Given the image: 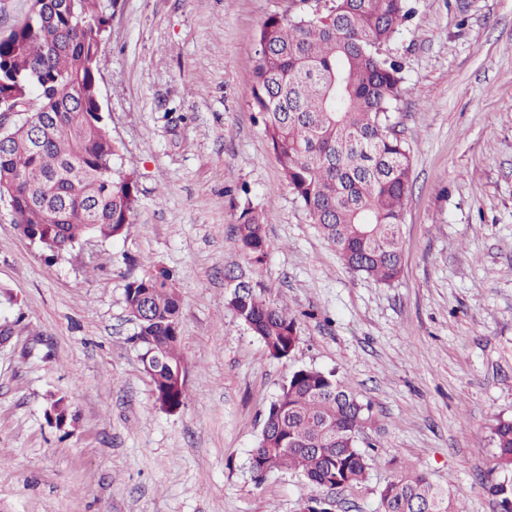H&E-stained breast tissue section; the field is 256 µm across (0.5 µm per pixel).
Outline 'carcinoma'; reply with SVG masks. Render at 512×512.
<instances>
[{"mask_svg": "<svg viewBox=\"0 0 512 512\" xmlns=\"http://www.w3.org/2000/svg\"><path fill=\"white\" fill-rule=\"evenodd\" d=\"M116 0H31L24 19L0 36V108L24 109L0 131V194L13 203L21 234L51 257L82 239L128 233L139 205L98 106L99 57ZM411 14L408 0H325L319 13L270 16L258 33L250 103L289 190L354 274L390 285L403 268L402 224L411 179L410 148L391 124L404 82L385 47ZM235 241L262 264L265 221L244 203ZM226 308L276 359L299 349L298 320L231 276ZM124 301L134 341L149 356L152 394L184 406L186 361L181 302L170 276L155 270L130 280ZM269 429L250 458L256 477L288 469L317 488L361 485L372 465L358 445L364 405L331 373L299 368L266 410ZM491 486L512 512V419L492 427ZM383 512H463L451 493L416 469L379 490Z\"/></svg>", "mask_w": 512, "mask_h": 512, "instance_id": "cac0c4a2", "label": "carcinoma"}]
</instances>
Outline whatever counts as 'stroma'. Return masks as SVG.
<instances>
[{"label": "stroma", "mask_w": 512, "mask_h": 512, "mask_svg": "<svg viewBox=\"0 0 512 512\" xmlns=\"http://www.w3.org/2000/svg\"><path fill=\"white\" fill-rule=\"evenodd\" d=\"M410 4L387 47L404 65L393 120L412 175L403 271L385 286L318 232L250 106L256 34L292 0H117L99 92L138 180L128 235L54 259L0 205V512H302L316 496L380 512L404 469L463 512H502L490 468L491 426L512 418V0ZM247 201L268 219L257 267L235 242ZM239 268L296 315L290 359L225 307ZM155 269L181 301L188 392L174 413L154 400L124 302ZM301 367L335 372L368 407L360 487L250 470L263 414Z\"/></svg>", "instance_id": "1"}]
</instances>
